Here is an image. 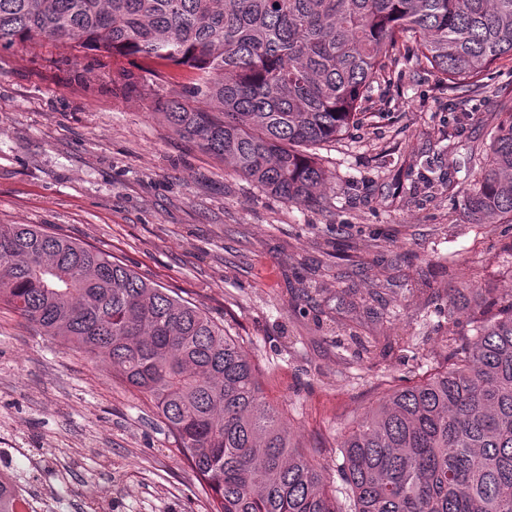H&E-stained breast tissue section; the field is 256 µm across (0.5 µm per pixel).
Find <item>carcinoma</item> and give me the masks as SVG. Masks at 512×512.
<instances>
[{"mask_svg":"<svg viewBox=\"0 0 512 512\" xmlns=\"http://www.w3.org/2000/svg\"><path fill=\"white\" fill-rule=\"evenodd\" d=\"M448 87L512 58V0H0V47L43 39L147 59L154 109L263 193L306 206L329 180L312 149L346 134L399 40ZM145 79L112 75L130 96ZM466 195L512 220V98ZM0 304L151 397L212 512H512V302L448 337L447 366L385 395L336 441L342 485L297 449L249 352L223 325L112 256L0 224Z\"/></svg>","mask_w":512,"mask_h":512,"instance_id":"cac0c4a2","label":"carcinoma"}]
</instances>
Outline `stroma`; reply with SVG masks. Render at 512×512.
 <instances>
[{"label":"stroma","instance_id":"1","mask_svg":"<svg viewBox=\"0 0 512 512\" xmlns=\"http://www.w3.org/2000/svg\"><path fill=\"white\" fill-rule=\"evenodd\" d=\"M140 65L51 41L0 50V224L110 252L241 337L293 443L320 449L339 480L347 424L388 388L445 367L449 335H470L484 299L452 309L450 289L469 281L512 300V224L464 214L498 102L512 97V61L464 93L401 58L360 123L318 149L330 179L309 206L261 192L174 134L151 96L113 91V72ZM432 168L442 178L427 189ZM371 339L392 342L387 359L357 357ZM7 466L60 512H210L149 399L1 306Z\"/></svg>","mask_w":512,"mask_h":512}]
</instances>
